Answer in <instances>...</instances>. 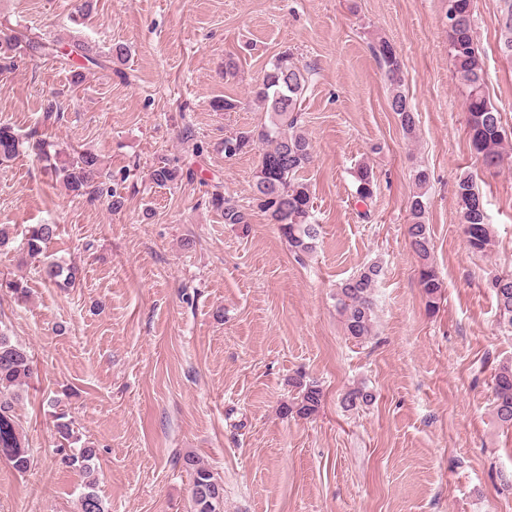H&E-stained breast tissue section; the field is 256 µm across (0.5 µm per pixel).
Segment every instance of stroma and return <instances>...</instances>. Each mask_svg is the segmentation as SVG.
Segmentation results:
<instances>
[{"instance_id": "1", "label": "stroma", "mask_w": 512, "mask_h": 512, "mask_svg": "<svg viewBox=\"0 0 512 512\" xmlns=\"http://www.w3.org/2000/svg\"><path fill=\"white\" fill-rule=\"evenodd\" d=\"M0 0V29L78 38L128 52L118 71L72 69L46 56L0 77V123L25 134L48 127L59 149H91L125 196L120 212L68 193L23 154L0 166V331L29 350L35 374L16 416L32 466L0 459V512H78L80 479L61 464L52 400L93 441L95 490L105 512H190L183 455L224 482V512H512V428L493 412L492 377L512 363V332L498 324L488 286L512 271V152L500 172L479 168L448 49V0ZM500 0H476L475 38L491 102L512 131V61L496 49ZM389 39L418 114L406 138L371 54ZM289 51L313 71L302 126L314 161L304 176L322 226L315 252L296 262L277 225L253 214L226 224L207 190L248 204L257 151L225 157L226 131L264 120L252 98L274 57ZM239 63L225 80L224 60ZM239 106L216 112L213 99ZM192 167L193 180L158 186L159 161ZM372 167L370 220L355 205L353 173ZM430 182L427 222L443 279L429 312L405 227L416 170ZM473 175L495 246L468 252L454 195ZM56 224L48 253L81 268L74 288L46 284L19 241ZM382 268L374 334L347 339L336 285ZM323 390L319 412L281 413L297 375ZM363 384L373 401L340 404Z\"/></svg>"}]
</instances>
